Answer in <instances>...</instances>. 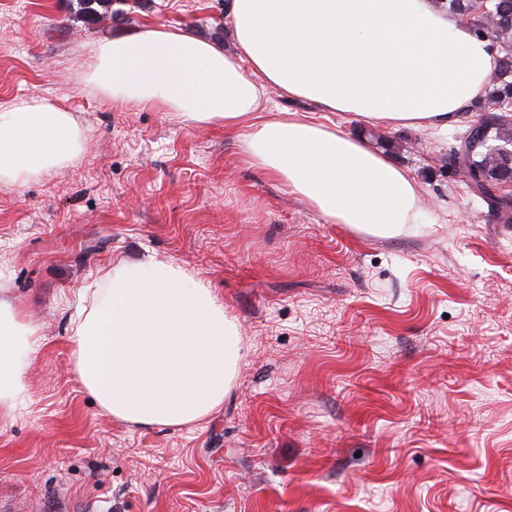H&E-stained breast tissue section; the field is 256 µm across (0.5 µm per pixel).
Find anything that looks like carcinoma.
<instances>
[{"mask_svg":"<svg viewBox=\"0 0 512 512\" xmlns=\"http://www.w3.org/2000/svg\"><path fill=\"white\" fill-rule=\"evenodd\" d=\"M76 15L92 23L109 14L112 0H76ZM476 35L495 32L491 46L501 54L493 90L476 119L448 153V172L465 177L472 195L488 204L498 222L512 223V200L497 189L512 182V0H448Z\"/></svg>","mask_w":512,"mask_h":512,"instance_id":"1","label":"carcinoma"}]
</instances>
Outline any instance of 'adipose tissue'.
<instances>
[{
    "label": "adipose tissue",
    "mask_w": 512,
    "mask_h": 512,
    "mask_svg": "<svg viewBox=\"0 0 512 512\" xmlns=\"http://www.w3.org/2000/svg\"><path fill=\"white\" fill-rule=\"evenodd\" d=\"M236 53L146 26L104 39L88 80L112 100L236 131L249 162L337 224L379 235L428 219L414 173L368 141L281 109L266 87L329 113L447 135L492 90L499 54L448 0H231ZM81 147L45 98L0 107V182H22ZM34 330L0 301V404L15 406ZM75 375L112 419L181 427L224 403L241 357L237 320L183 269L146 256L101 276L71 322Z\"/></svg>",
    "instance_id": "obj_1"
}]
</instances>
